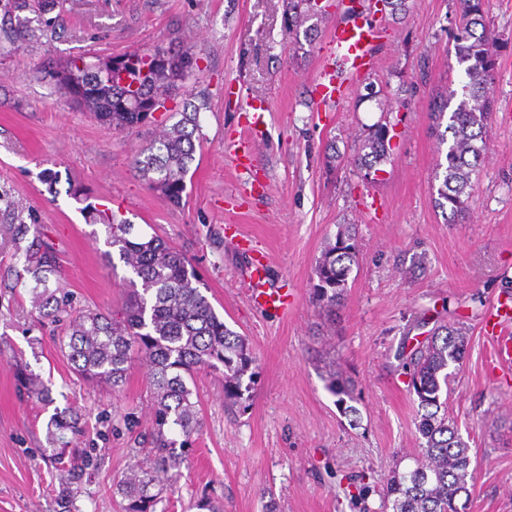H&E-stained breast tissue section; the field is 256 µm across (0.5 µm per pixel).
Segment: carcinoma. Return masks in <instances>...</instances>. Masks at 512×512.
<instances>
[{
  "mask_svg": "<svg viewBox=\"0 0 512 512\" xmlns=\"http://www.w3.org/2000/svg\"><path fill=\"white\" fill-rule=\"evenodd\" d=\"M62 9L60 0H0V58L49 50L59 38ZM323 14L312 0H288L284 21L298 27ZM451 37L463 80L433 103L430 119L434 129L444 128L438 140L447 145L446 164H438L434 175L439 182L435 205L449 209L447 219L453 221L470 210L473 177L488 152L498 38L484 24V0H456ZM196 65L198 57L191 48L157 43L108 62L84 55L60 59L51 79L67 105L114 129L137 128L159 108L168 112L172 124L137 152L132 167L148 190L178 205L203 139L200 114L207 103L186 98L180 111L167 103ZM391 139L383 122L368 128L355 160L364 178L376 175L379 165L390 159ZM85 213L89 223L104 228L106 267L117 269L116 253L130 271L122 278L119 309L108 315L77 312L64 286L49 285L56 272L54 247L45 239L38 210L7 182H0V255L8 254L9 264L0 276V288L12 287L9 273L22 266L32 281L29 294L37 322L63 325L62 347L68 349L74 371L87 380L120 388L133 366L131 351L142 354L152 386V426L137 441L139 450L118 489L128 500L125 512H156L164 489L177 481L173 470L191 451L201 428L198 401L187 381L200 370L221 367L224 401L243 409L242 380L255 376L251 369L257 358L246 338L216 313L201 291L200 277L179 249L141 233L114 212L88 204ZM357 263L356 225L340 224L335 242L316 262L312 300L318 308L332 314L343 304ZM411 328L426 330V340L408 354L398 350L397 358L418 402L419 453L411 467H396L386 479L381 512H465L476 470L468 442L448 415V386L467 357L469 328L458 319L444 318L430 327L422 317L414 319ZM325 382L338 403L354 399L350 380L331 372ZM51 426V440L60 443L62 455L68 446L63 431L77 432L78 417L60 415Z\"/></svg>",
  "mask_w": 512,
  "mask_h": 512,
  "instance_id": "1",
  "label": "carcinoma"
}]
</instances>
